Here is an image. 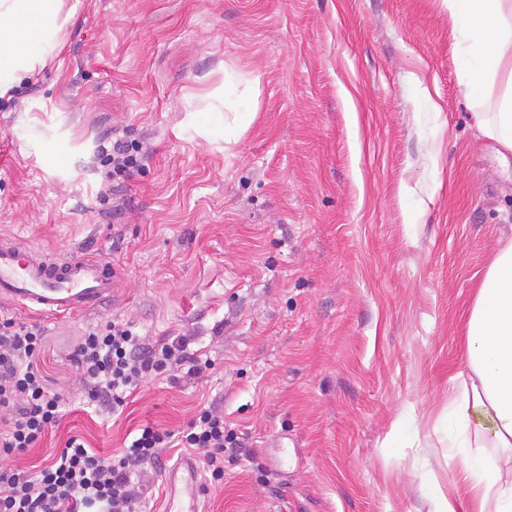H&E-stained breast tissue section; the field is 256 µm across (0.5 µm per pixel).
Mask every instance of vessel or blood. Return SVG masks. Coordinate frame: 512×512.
I'll return each mask as SVG.
<instances>
[{
    "label": "vessel or blood",
    "mask_w": 512,
    "mask_h": 512,
    "mask_svg": "<svg viewBox=\"0 0 512 512\" xmlns=\"http://www.w3.org/2000/svg\"><path fill=\"white\" fill-rule=\"evenodd\" d=\"M110 262L74 254L51 258L18 240L0 238V299L32 314L74 316L111 300ZM163 512H201L205 481L197 457H180L165 473Z\"/></svg>",
    "instance_id": "b4317fda"
}]
</instances>
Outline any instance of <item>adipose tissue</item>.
Returning <instances> with one entry per match:
<instances>
[{
  "instance_id": "obj_1",
  "label": "adipose tissue",
  "mask_w": 512,
  "mask_h": 512,
  "mask_svg": "<svg viewBox=\"0 0 512 512\" xmlns=\"http://www.w3.org/2000/svg\"><path fill=\"white\" fill-rule=\"evenodd\" d=\"M456 41V66L475 99L512 66V0H442ZM62 0H0V97L44 66L34 46L56 42ZM494 146L512 152V84L492 110L474 115ZM455 379L448 429L460 439V479L433 512H512V240L504 244L477 291L466 326L464 368Z\"/></svg>"
}]
</instances>
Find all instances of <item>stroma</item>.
I'll list each match as a JSON object with an SVG mask.
<instances>
[{"instance_id": "stroma-1", "label": "stroma", "mask_w": 512, "mask_h": 512, "mask_svg": "<svg viewBox=\"0 0 512 512\" xmlns=\"http://www.w3.org/2000/svg\"><path fill=\"white\" fill-rule=\"evenodd\" d=\"M65 4L45 67L0 97V237L110 261L116 296L41 319L68 414L12 465L211 404L239 444L204 512H431L466 322L512 239V153L475 126L441 0ZM253 77L225 143L221 100ZM115 138L143 147L122 183ZM112 319L192 337L209 369L98 417L64 349Z\"/></svg>"}]
</instances>
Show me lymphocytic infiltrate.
Segmentation results:
<instances>
[{
	"label": "lymphocytic infiltrate",
	"mask_w": 512,
	"mask_h": 512,
	"mask_svg": "<svg viewBox=\"0 0 512 512\" xmlns=\"http://www.w3.org/2000/svg\"><path fill=\"white\" fill-rule=\"evenodd\" d=\"M44 343L37 325L0 318V512H135V478L156 467L167 446L198 452L212 479H223L224 450L236 435L211 406L177 432L142 428L115 455L91 453L73 436L35 473L9 466V458L36 447L65 416L63 394L46 387L37 366ZM189 344L186 336L152 343L132 323L112 320L80 336L69 358L81 373L87 404L109 415L123 411L149 380L199 375Z\"/></svg>",
	"instance_id": "lymphocytic-infiltrate-1"
}]
</instances>
